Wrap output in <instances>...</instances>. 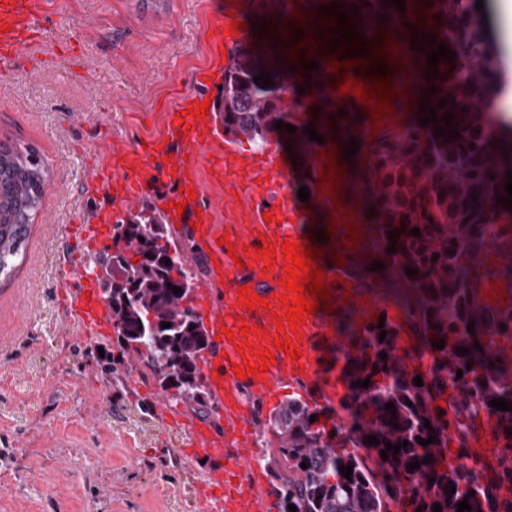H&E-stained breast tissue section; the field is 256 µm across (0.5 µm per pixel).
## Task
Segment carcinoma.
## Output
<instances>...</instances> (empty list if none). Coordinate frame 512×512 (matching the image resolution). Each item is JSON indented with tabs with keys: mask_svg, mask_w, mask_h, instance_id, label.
Here are the masks:
<instances>
[{
	"mask_svg": "<svg viewBox=\"0 0 512 512\" xmlns=\"http://www.w3.org/2000/svg\"><path fill=\"white\" fill-rule=\"evenodd\" d=\"M340 3V11L359 8L353 23L369 45L381 47L385 39L404 40L407 55L418 65L420 95L434 86L430 105L439 121L423 125L425 114L414 112L399 129L371 146L372 162L364 172L359 196L375 230L378 261L382 272L401 279L412 299L404 303L415 334V345L398 352V330L391 323L370 320L359 336H349L346 352L348 382L370 379L369 387L350 388V417L328 431L310 416L318 415L300 398H288L261 422V432L277 443L273 458L279 512H390V488L377 481L376 471L347 448H367L373 435V461L398 488L403 512H456L465 500L471 512H512V497L500 494L512 486V357L499 356L494 337H512V307L484 312L470 288L469 258L492 243V226L508 208L496 204L506 196L504 172L512 170V129L506 128L485 106L508 92L512 77L501 65V52L491 39L477 0H406L404 11L388 0H315V6ZM322 56L311 57L319 69L301 85L315 99L316 111L334 125L346 127L352 136L360 129L361 113L340 115L342 107L325 93L333 78L326 73L332 47L328 28L336 18L323 16ZM413 24L409 29L406 24ZM435 35V44L424 50L411 48L414 32ZM445 44L456 53L454 64L439 59V77H426L427 53ZM272 74L274 85L261 87L254 77ZM297 74H286L279 63L258 45H242L230 55L224 68L222 93L216 103L224 134L237 141L265 143L274 136L294 145L310 157L320 143L308 139L304 126L295 119L303 108L299 101L284 104V93ZM446 106H438L440 99ZM452 112V127L460 137L434 138V129L444 126L441 118ZM281 121L296 127L290 133L278 130ZM47 182L46 170L37 151L28 145L0 141V281L12 277L25 254L31 226L40 209ZM476 198H471V195ZM419 228L420 235L410 231ZM398 229L392 239L389 232ZM112 252L96 260L106 281L104 298L112 316L117 342L149 370L159 387L175 389L174 402L194 412L208 413L209 400L203 388L199 360L208 348L200 316L191 305L194 281L203 273L186 266L184 252L170 239L167 225L150 207L125 224L114 225ZM144 241H139V238ZM395 252H388L390 246ZM138 257L133 262L128 253ZM170 260L165 264L164 260ZM418 270L408 276L406 268ZM182 289L175 294L167 284ZM169 322L168 328L161 323ZM473 329H468L469 323ZM384 341H379L381 331ZM444 341L438 349L432 343ZM480 349H475L474 344ZM469 354H460V348ZM387 359H380V353ZM429 355L430 371L411 368L416 358ZM461 378H456L457 370ZM422 385H414L416 377ZM503 399L510 410L490 406ZM396 407V415L385 409ZM494 419L497 439L504 442L499 470L492 479L489 462L470 454L467 434L475 431L481 413ZM429 421L432 429L424 426ZM399 424L394 428L393 424ZM459 436L456 457L461 461L448 470V429ZM436 438L423 446L417 439ZM408 441L399 453L380 451L386 444ZM428 463H423L425 457ZM419 461L410 470L407 465ZM308 468H301V463ZM353 466L352 478L339 467ZM455 492H450V487ZM475 496H470V493Z\"/></svg>",
	"mask_w": 512,
	"mask_h": 512,
	"instance_id": "carcinoma-1",
	"label": "carcinoma"
}]
</instances>
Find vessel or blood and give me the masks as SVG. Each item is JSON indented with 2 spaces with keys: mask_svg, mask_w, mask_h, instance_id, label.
<instances>
[{
  "mask_svg": "<svg viewBox=\"0 0 512 512\" xmlns=\"http://www.w3.org/2000/svg\"><path fill=\"white\" fill-rule=\"evenodd\" d=\"M225 13L208 27V47L214 57L224 49L241 43L242 34L230 33V21H244L242 7L225 4ZM45 0H0V66L18 68L27 62L23 51L40 41L39 27ZM193 93L181 95L176 105L165 107V137L131 151L120 144L107 146L104 162L92 170L94 183L112 193L117 204H132L147 193H154L164 205L170 223H195L194 235L203 250L202 258L208 276L199 287L194 306L210 340L203 356V374L211 399L224 415V430L197 421L187 422L193 438L194 452L208 463V471L197 489L198 512H266L267 502L261 486L236 469L248 455L250 427L249 398H273L280 387L290 381H316L328 386L324 371L323 349L337 343L333 325L334 313L352 309L360 321L366 322L385 312L387 306L378 296H364L354 281L361 271L363 251L348 247V225H337L332 240L342 263L324 265L325 276L334 278L330 290V311H317L296 324L291 334V349L274 348L280 339L279 318L285 317L287 262L280 249L284 242H300L293 222L294 201L288 186L282 185V163L279 154L270 150L248 157L221 142L210 114L195 115L212 94L216 82L213 70L204 67L191 75ZM209 147V158H202L200 147ZM154 156L162 157L164 184L125 175V165L137 164ZM240 191L245 208L218 216L215 202H203L205 191L223 195L232 204V194H224V186ZM312 198L324 217L336 216L338 210L350 211L351 223L359 222L357 204L348 189L339 196L328 197L313 191ZM185 203L177 212V203ZM271 212L273 222H265L264 212ZM61 237L72 255L83 257L87 248L105 245L112 239V212L105 209L79 224L61 228ZM278 247L277 256L267 255L269 247ZM244 253L243 262H235L233 253ZM248 288L259 297L260 306L243 308L240 288ZM64 309L69 321L84 339L107 335L112 319L103 300L102 287L96 274L80 273L77 284L65 294ZM248 333H241V326ZM273 352L266 361L267 372L249 376L240 367L257 366L262 361L260 349Z\"/></svg>",
  "mask_w": 512,
  "mask_h": 512,
  "instance_id": "vessel-or-blood-1",
  "label": "vessel or blood"
}]
</instances>
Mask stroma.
<instances>
[{
  "label": "stroma",
  "instance_id": "obj_1",
  "mask_svg": "<svg viewBox=\"0 0 512 512\" xmlns=\"http://www.w3.org/2000/svg\"><path fill=\"white\" fill-rule=\"evenodd\" d=\"M224 0H47L30 65L0 69V139L49 172L20 273L0 287V512H196L192 411L140 373L115 336L82 341L58 296L73 280L59 228L108 199L76 145L129 149L165 132L173 89L209 62Z\"/></svg>",
  "mask_w": 512,
  "mask_h": 512
}]
</instances>
